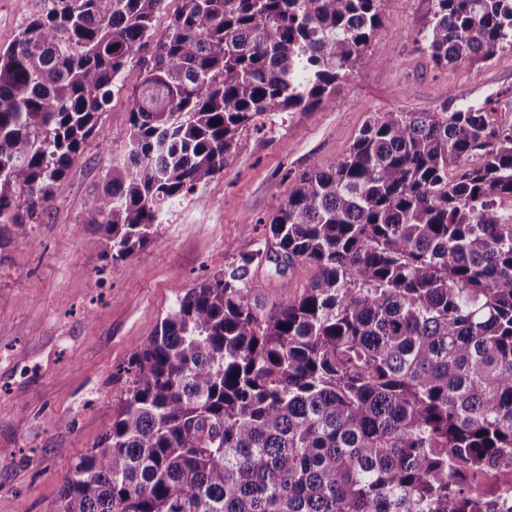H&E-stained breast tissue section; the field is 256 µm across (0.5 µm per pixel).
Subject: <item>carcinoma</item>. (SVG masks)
I'll return each instance as SVG.
<instances>
[{
	"label": "carcinoma",
	"instance_id": "obj_1",
	"mask_svg": "<svg viewBox=\"0 0 512 512\" xmlns=\"http://www.w3.org/2000/svg\"><path fill=\"white\" fill-rule=\"evenodd\" d=\"M167 0H52L0 48V248L121 90ZM90 223L126 268L239 132L330 98L382 0H181ZM436 67L512 46V0H432ZM512 106L390 111L296 178L264 234L128 358L55 512H512ZM312 274L266 307L252 271Z\"/></svg>",
	"mask_w": 512,
	"mask_h": 512
}]
</instances>
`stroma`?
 <instances>
[{
    "label": "stroma",
    "instance_id": "35a3bbf8",
    "mask_svg": "<svg viewBox=\"0 0 512 512\" xmlns=\"http://www.w3.org/2000/svg\"><path fill=\"white\" fill-rule=\"evenodd\" d=\"M48 0H0V47ZM430 0H383L366 57L330 99L277 112L240 132L223 171L166 210L148 244L114 269L89 221L107 174L126 158L131 61L79 158L26 235L0 250V512H54L70 468L112 426L119 366L169 312L179 290L236 263L259 239L295 177L348 153L365 122L389 111L512 103V48L436 68L415 43Z\"/></svg>",
    "mask_w": 512,
    "mask_h": 512
}]
</instances>
